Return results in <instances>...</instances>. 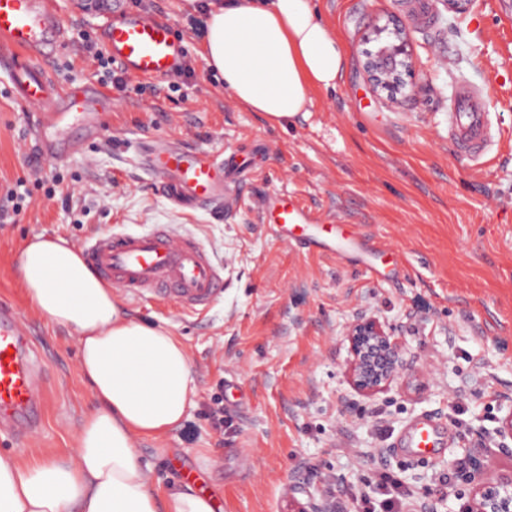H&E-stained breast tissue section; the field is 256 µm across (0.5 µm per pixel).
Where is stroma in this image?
<instances>
[{
  "label": "stroma",
  "instance_id": "1",
  "mask_svg": "<svg viewBox=\"0 0 512 512\" xmlns=\"http://www.w3.org/2000/svg\"><path fill=\"white\" fill-rule=\"evenodd\" d=\"M200 0H153L196 70L171 99L129 90L100 117L99 136L79 127L47 137L74 142L63 162L38 163L7 82L0 81V196L16 180L31 192L14 223H0V299L10 303L43 356L42 425L20 440L0 435V454L27 462L70 453L92 410L68 329L28 308L12 272L33 235L73 246L116 229L145 233L170 224L198 240L224 271V295L202 314L161 301L125 299L139 318L166 327L187 349L195 392L183 422L141 439L142 464L156 485L194 481L220 512H301L306 490L336 482L340 512L352 487L380 464L413 489L436 483L449 465L468 471L512 468L498 446L503 404L512 401V0H476L462 16L441 0L435 26H412L406 0H313L345 49L336 88L315 90L291 125L274 128L243 107L210 74L202 38L187 15ZM61 42L40 62L57 87L97 83V64L72 45L84 23L101 38L103 20L56 0ZM396 16L414 50V94L400 106L375 96L362 51L378 25ZM462 79L484 86L492 149L482 163L448 137V99ZM223 151L244 168L236 201L182 210L141 165L147 147ZM293 195L323 224H355L385 253L379 270L273 241L257 195ZM368 311L395 328L409 366L384 392L362 397L348 381L343 331ZM238 389L224 393L222 385ZM223 399V429L207 414ZM430 413L448 426L436 458L393 448L412 418Z\"/></svg>",
  "mask_w": 512,
  "mask_h": 512
}]
</instances>
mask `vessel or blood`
I'll return each instance as SVG.
<instances>
[{"label": "vessel or blood", "instance_id": "1", "mask_svg": "<svg viewBox=\"0 0 512 512\" xmlns=\"http://www.w3.org/2000/svg\"><path fill=\"white\" fill-rule=\"evenodd\" d=\"M58 11L52 0H0V72L9 76L11 93L26 107L37 110L39 123L63 128L74 123L98 134L94 104L109 102L110 90L98 86L56 87L37 64L60 35ZM105 47L125 70L140 79L160 80L169 75L181 52L169 22L147 18L120 8L104 28ZM491 117L483 93L467 82L454 90L448 114V134L458 151L480 160L491 144ZM146 168L161 181L170 202L193 209L226 197L236 181L226 174L224 156L208 150L148 151ZM275 239L307 243L346 259L363 250L360 236L330 227L324 235L307 238L315 224L310 210L292 197L259 199ZM88 264L113 287L136 298L171 303L183 312L209 310L224 294V274L203 247L179 235L167 224L141 234L109 233L83 248ZM41 358L20 326L12 306L0 301V429L21 432L41 420L35 383ZM446 437L444 424L432 417L414 419L394 442L417 457L434 456Z\"/></svg>", "mask_w": 512, "mask_h": 512}]
</instances>
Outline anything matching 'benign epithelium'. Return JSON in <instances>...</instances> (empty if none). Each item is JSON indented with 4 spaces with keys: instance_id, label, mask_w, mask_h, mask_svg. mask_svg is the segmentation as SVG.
<instances>
[{
    "instance_id": "benign-epithelium-1",
    "label": "benign epithelium",
    "mask_w": 512,
    "mask_h": 512,
    "mask_svg": "<svg viewBox=\"0 0 512 512\" xmlns=\"http://www.w3.org/2000/svg\"><path fill=\"white\" fill-rule=\"evenodd\" d=\"M73 7L89 18L106 17L124 0H71ZM364 69L372 89L399 104L413 92L406 77L412 74L413 49L403 30L390 19L379 27L373 46L363 50ZM348 343V374L353 390L374 396L389 387L407 365L406 350L393 330L372 316L361 315L344 331ZM500 445L512 441V405L496 429ZM465 512H512V469L487 471L475 479ZM335 496L310 494L303 512H337Z\"/></svg>"
}]
</instances>
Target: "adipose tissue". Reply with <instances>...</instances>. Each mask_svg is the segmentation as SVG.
<instances>
[{
	"label": "adipose tissue",
	"instance_id": "obj_1",
	"mask_svg": "<svg viewBox=\"0 0 512 512\" xmlns=\"http://www.w3.org/2000/svg\"><path fill=\"white\" fill-rule=\"evenodd\" d=\"M204 25L208 69L274 127L307 111L311 90L335 86L344 64L341 41L311 0H212ZM13 273L32 311L73 331L97 407L69 456L33 466L0 456V512H216L192 484L159 489L137 453L140 438L162 436L192 402L183 344L124 308L63 238H30Z\"/></svg>",
	"mask_w": 512,
	"mask_h": 512
}]
</instances>
